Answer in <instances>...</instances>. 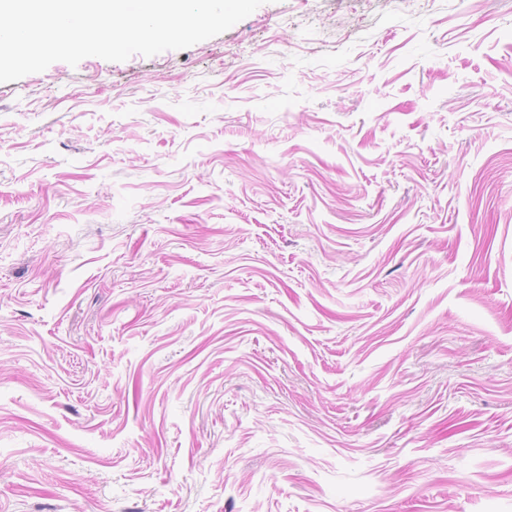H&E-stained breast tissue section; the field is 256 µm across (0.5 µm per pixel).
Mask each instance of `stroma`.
<instances>
[{
  "label": "stroma",
  "mask_w": 512,
  "mask_h": 512,
  "mask_svg": "<svg viewBox=\"0 0 512 512\" xmlns=\"http://www.w3.org/2000/svg\"><path fill=\"white\" fill-rule=\"evenodd\" d=\"M0 512H512V0L0 83Z\"/></svg>",
  "instance_id": "1"
}]
</instances>
